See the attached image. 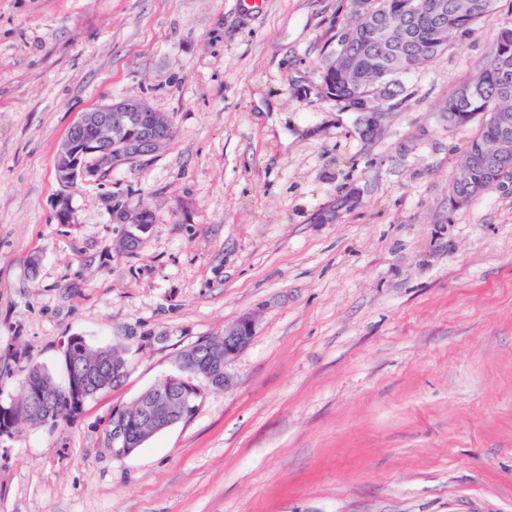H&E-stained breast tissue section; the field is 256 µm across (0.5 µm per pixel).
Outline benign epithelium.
Wrapping results in <instances>:
<instances>
[{"label":"benign epithelium","mask_w":512,"mask_h":512,"mask_svg":"<svg viewBox=\"0 0 512 512\" xmlns=\"http://www.w3.org/2000/svg\"><path fill=\"white\" fill-rule=\"evenodd\" d=\"M111 112L126 113L127 121L112 123ZM148 115L152 123L171 129L167 115L153 110L145 101L123 99L91 111L83 112L70 129L92 127L96 135L79 141L67 134L56 156L55 172L62 191L56 202L55 216L60 224L72 222L69 200L72 191L91 178H101L122 165H132L154 154L155 138H134L132 128ZM385 112H360L357 123L363 130L377 132L385 120ZM360 203V194L351 190L343 205L326 209L320 217L323 224L335 221L345 208L354 209ZM255 335V321L242 317L224 328V334L203 339L183 350L177 360V371L167 375L163 382L145 391L138 399L136 409L118 406L112 408V431L105 433L106 445L115 456L136 452L147 440L190 417L192 404L202 395L205 385L225 387L229 378L226 364L242 351ZM107 386L104 378H97L96 390ZM94 390V391H96ZM90 387L71 384L68 400L80 411L94 396ZM16 402H0V443L13 437L17 424L13 417Z\"/></svg>","instance_id":"benign-epithelium-1"}]
</instances>
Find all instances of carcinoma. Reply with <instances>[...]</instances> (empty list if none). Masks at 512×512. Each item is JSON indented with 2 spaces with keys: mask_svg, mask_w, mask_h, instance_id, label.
Wrapping results in <instances>:
<instances>
[{
  "mask_svg": "<svg viewBox=\"0 0 512 512\" xmlns=\"http://www.w3.org/2000/svg\"><path fill=\"white\" fill-rule=\"evenodd\" d=\"M496 0H380L363 13L354 32L341 40L335 59L322 74L325 96L352 112H393L407 101L405 78L447 53L473 26L488 21ZM442 111L448 125L461 127L481 116L476 137L464 148L460 177L448 204L468 203L482 191L512 175L499 155L512 157V27H503L478 73L455 89ZM89 376L108 374L116 348L74 345ZM20 386L41 385L50 397L57 423L70 420L66 390L38 365L19 367Z\"/></svg>",
  "mask_w": 512,
  "mask_h": 512,
  "instance_id": "1",
  "label": "carcinoma"
}]
</instances>
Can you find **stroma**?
<instances>
[{
	"instance_id": "obj_1",
	"label": "stroma",
	"mask_w": 512,
	"mask_h": 512,
	"mask_svg": "<svg viewBox=\"0 0 512 512\" xmlns=\"http://www.w3.org/2000/svg\"><path fill=\"white\" fill-rule=\"evenodd\" d=\"M376 4L0 0V369L66 386L73 336L126 360L72 422L0 444V512H512V178L450 208L480 124L442 110L512 0L365 140L320 86ZM122 99L165 113L171 139L58 223L60 143ZM352 187L359 205L318 223ZM118 204L153 214L132 253ZM246 315L229 385L113 456V407Z\"/></svg>"
}]
</instances>
